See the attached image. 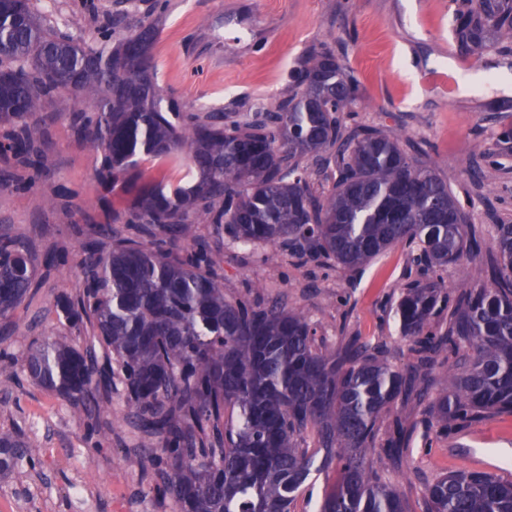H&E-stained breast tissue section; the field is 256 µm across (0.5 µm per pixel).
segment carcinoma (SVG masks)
<instances>
[{"instance_id": "obj_1", "label": "carcinoma", "mask_w": 512, "mask_h": 512, "mask_svg": "<svg viewBox=\"0 0 512 512\" xmlns=\"http://www.w3.org/2000/svg\"><path fill=\"white\" fill-rule=\"evenodd\" d=\"M84 18L50 28L30 0H0V152L39 174L49 137L24 122L58 96H73L72 124L100 153L97 180L120 204L95 227L108 249L84 253L83 294L58 306L93 344H38L24 370L42 387L90 410L120 382L151 459L152 492L177 512H289L312 470L340 465L318 512H407L402 496L373 478V462L397 463L399 440L373 460L376 424L397 400L423 399L430 372L405 375L382 345L353 338L316 351L299 312L274 302L224 298V279L195 225L230 242L277 245L287 255L361 269L395 245L430 271L398 303L401 334L422 366L457 356L448 391L431 402L444 427L512 410V224H496L490 285L448 293L437 270L478 255L477 229L433 168L398 137L354 125L356 81L328 47L291 71L295 93L253 113L165 103L153 55L160 28L146 19L125 34L115 19L94 43L76 37ZM453 34L480 53L512 42V0H464ZM189 164L176 183L146 175L143 158ZM114 224L138 238H112ZM34 265L18 238L0 236V316L25 299ZM448 313L446 327L433 316ZM103 349L98 354L96 347ZM237 424L224 422L227 407ZM315 429L318 449L298 437ZM20 434L0 432V475L36 466ZM427 512H512V482L485 471L451 472L427 489Z\"/></svg>"}]
</instances>
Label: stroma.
I'll list each match as a JSON object with an SVG mask.
<instances>
[{
  "instance_id": "obj_1",
  "label": "stroma",
  "mask_w": 512,
  "mask_h": 512,
  "mask_svg": "<svg viewBox=\"0 0 512 512\" xmlns=\"http://www.w3.org/2000/svg\"><path fill=\"white\" fill-rule=\"evenodd\" d=\"M461 0H168L154 46L158 79L181 108L208 105L251 112L263 101L290 94L288 73L312 50L330 46L356 79L363 103L358 121L422 144L424 161L462 201L492 252L494 224L512 222V156L500 158L497 133L512 126V44L479 54L452 34ZM152 0H38L49 25L60 27L84 13V39L98 20L120 17L131 29L151 12ZM223 56L220 67L208 60ZM73 100L59 96L43 113L52 164L47 172L0 156V235H19L35 269L26 300L0 317V350L11 357L0 367V431L25 435L41 463L0 477V512H175L158 502L142 479L148 449L128 418L122 389L95 413L35 384L23 364L43 340H76L86 346L91 328H72L56 305L60 295L84 288L80 259L101 220L107 194L95 178L98 155L76 136ZM483 147L486 156L474 155ZM503 160L483 187L472 171L481 160ZM198 236L218 260L224 295L258 304L281 302L301 312L315 331V346L336 352L349 337L386 344L388 363L406 372L416 363L399 331L395 311L404 288L418 277L407 248L397 245L368 267L349 271L313 262L302 265L278 247L259 251L230 243L213 225ZM412 426L394 468L381 482L406 500L408 512H426V491L451 471L468 469L453 447L465 434L502 453L512 445V412L499 411L442 430L431 423L428 400L395 403L378 424L376 449L390 436L394 415ZM105 424L93 433L95 423Z\"/></svg>"
}]
</instances>
